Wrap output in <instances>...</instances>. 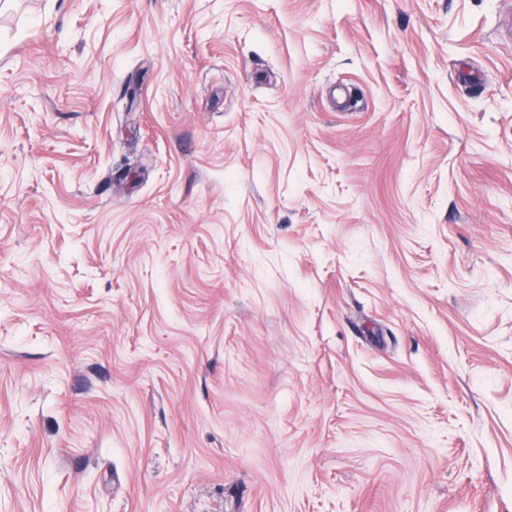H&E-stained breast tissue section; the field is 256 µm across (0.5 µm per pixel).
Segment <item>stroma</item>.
I'll return each mask as SVG.
<instances>
[{
  "mask_svg": "<svg viewBox=\"0 0 512 512\" xmlns=\"http://www.w3.org/2000/svg\"><path fill=\"white\" fill-rule=\"evenodd\" d=\"M0 512H512V0H0Z\"/></svg>",
  "mask_w": 512,
  "mask_h": 512,
  "instance_id": "35a3bbf8",
  "label": "stroma"
}]
</instances>
